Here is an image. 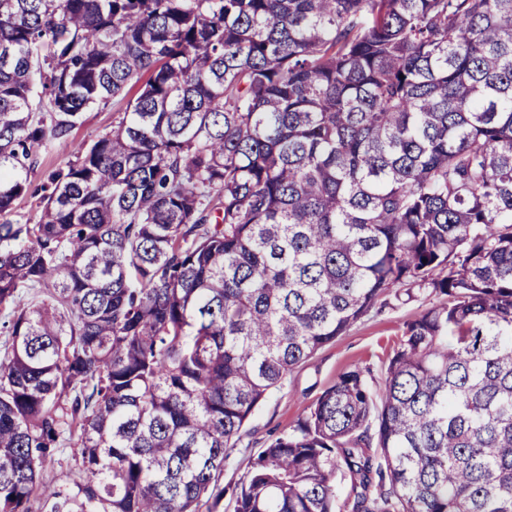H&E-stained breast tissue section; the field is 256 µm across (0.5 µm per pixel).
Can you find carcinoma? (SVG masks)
I'll list each match as a JSON object with an SVG mask.
<instances>
[{"label":"carcinoma","instance_id":"carcinoma-1","mask_svg":"<svg viewBox=\"0 0 512 512\" xmlns=\"http://www.w3.org/2000/svg\"><path fill=\"white\" fill-rule=\"evenodd\" d=\"M407 286L383 387L341 373L233 512H512V0H0V512H218L260 401ZM139 85L132 88L125 98H111L106 104L95 105L84 112L81 121L69 137L71 144H52L38 149L37 163L28 177V189L13 205L14 214L18 215V218L21 216L24 220L30 219L31 222L35 220L43 194L41 187L46 183L48 175L74 160L72 144L91 143L100 135L112 130L123 116L127 100L136 95ZM74 466L73 446L67 443L58 448L51 461L46 462L40 479L50 486L68 485Z\"/></svg>","mask_w":512,"mask_h":512}]
</instances>
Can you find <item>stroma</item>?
Listing matches in <instances>:
<instances>
[{
	"mask_svg": "<svg viewBox=\"0 0 512 512\" xmlns=\"http://www.w3.org/2000/svg\"><path fill=\"white\" fill-rule=\"evenodd\" d=\"M125 107L126 101L122 98L93 106L84 112L68 143L39 148L36 165L28 177V189L14 202L15 215L35 219L48 175L72 160L75 144L92 142L109 132L122 117ZM437 301V296L427 289L392 290L387 300L377 302L346 333L290 372L283 385L271 390L250 416L220 477L221 486L232 489L245 474L251 459L288 431L346 369L370 368L374 386H381V367L396 346L405 324Z\"/></svg>",
	"mask_w": 512,
	"mask_h": 512,
	"instance_id": "stroma-1",
	"label": "stroma"
}]
</instances>
